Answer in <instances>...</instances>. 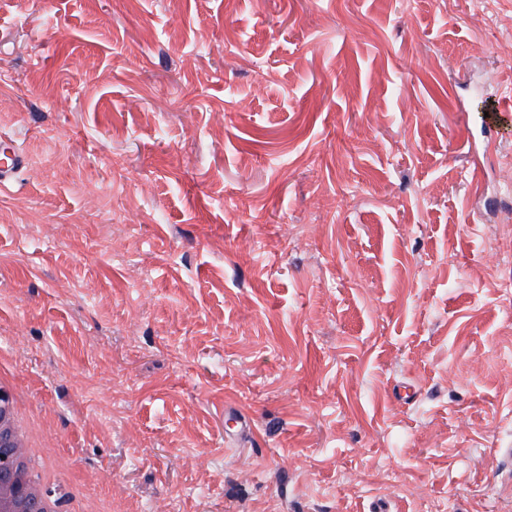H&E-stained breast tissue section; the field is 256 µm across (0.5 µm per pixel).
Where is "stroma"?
<instances>
[{
	"label": "stroma",
	"instance_id": "1",
	"mask_svg": "<svg viewBox=\"0 0 512 512\" xmlns=\"http://www.w3.org/2000/svg\"><path fill=\"white\" fill-rule=\"evenodd\" d=\"M511 15L0 0V372L49 486L512 512ZM28 164L26 156L9 135H0V189L11 183Z\"/></svg>",
	"mask_w": 512,
	"mask_h": 512
}]
</instances>
